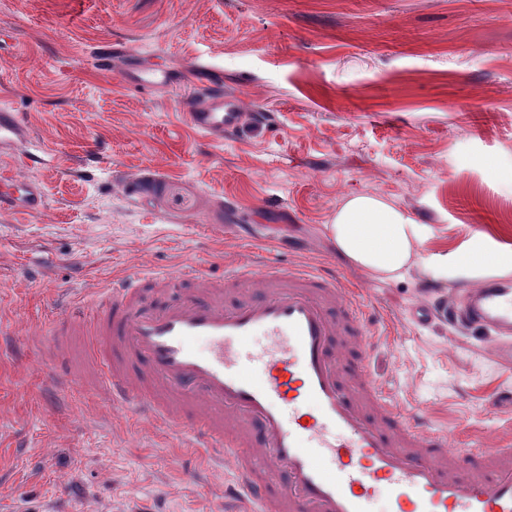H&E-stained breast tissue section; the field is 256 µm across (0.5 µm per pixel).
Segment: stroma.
I'll list each match as a JSON object with an SVG mask.
<instances>
[{
	"label": "stroma",
	"instance_id": "obj_1",
	"mask_svg": "<svg viewBox=\"0 0 512 512\" xmlns=\"http://www.w3.org/2000/svg\"><path fill=\"white\" fill-rule=\"evenodd\" d=\"M166 67L170 85L134 78ZM220 80L247 119L213 144L183 121ZM28 144L0 177L40 182L44 210L0 216V512H218L220 473L100 396L73 336L44 329L69 293L113 276L227 263L257 248L331 264L388 319L370 369L452 440L512 433V345L448 320V298L512 272L459 265L512 253V0H0V106ZM374 194L448 261L372 280L324 226ZM434 307L425 326L412 306Z\"/></svg>",
	"mask_w": 512,
	"mask_h": 512
}]
</instances>
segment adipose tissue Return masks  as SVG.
I'll return each instance as SVG.
<instances>
[{
  "label": "adipose tissue",
  "mask_w": 512,
  "mask_h": 512,
  "mask_svg": "<svg viewBox=\"0 0 512 512\" xmlns=\"http://www.w3.org/2000/svg\"><path fill=\"white\" fill-rule=\"evenodd\" d=\"M336 251L372 279L396 281L422 268L444 278L448 268L422 253L420 224L398 205L375 195L347 197L326 226Z\"/></svg>",
  "instance_id": "obj_1"
}]
</instances>
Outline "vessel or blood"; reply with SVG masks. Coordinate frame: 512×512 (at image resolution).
Listing matches in <instances>:
<instances>
[{
	"mask_svg": "<svg viewBox=\"0 0 512 512\" xmlns=\"http://www.w3.org/2000/svg\"><path fill=\"white\" fill-rule=\"evenodd\" d=\"M186 118L220 143L245 114L214 92ZM24 137L1 111L0 144ZM14 187L0 198L8 213L44 209L39 184ZM463 316L511 336L512 288L468 287ZM380 322L333 269L258 255L220 276L190 262L113 277L51 333L92 336L105 400L225 470L224 512H368L381 496L388 512H512V436L453 444L407 408L369 370Z\"/></svg>",
	"mask_w": 512,
	"mask_h": 512,
	"instance_id": "obj_1",
	"label": "vessel or blood"
}]
</instances>
